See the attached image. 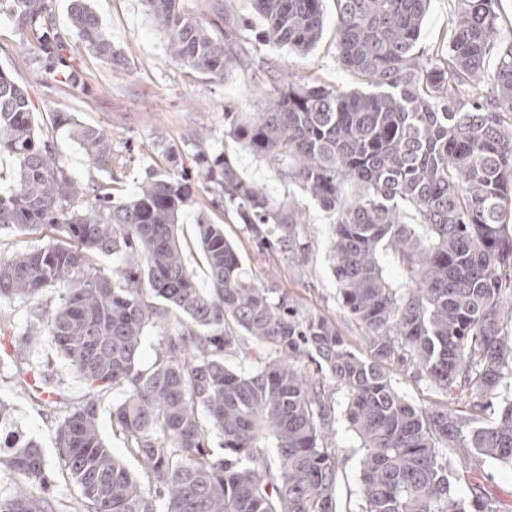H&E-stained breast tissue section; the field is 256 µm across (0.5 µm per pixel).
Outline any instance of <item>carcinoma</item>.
Masks as SVG:
<instances>
[{
    "instance_id": "1",
    "label": "carcinoma",
    "mask_w": 512,
    "mask_h": 512,
    "mask_svg": "<svg viewBox=\"0 0 512 512\" xmlns=\"http://www.w3.org/2000/svg\"><path fill=\"white\" fill-rule=\"evenodd\" d=\"M169 57L210 82L239 62L245 23L214 0V32L183 0H142ZM431 0H336L341 64L371 87L341 90L283 69L267 71L263 112L224 113L228 135L277 167L334 224L333 270L347 313L369 334L368 362L326 319L301 315L288 298L242 271L224 227L197 228L208 285H198L178 241L197 190L182 173L152 169L123 199L84 183L58 156L54 135L37 133L27 90L0 72V155L13 158V185L0 191V229L51 225L44 247L0 260V300L29 306L25 344L45 342L84 385L64 402L49 364L29 362L28 380L57 414L54 444L79 496L68 508L49 487L38 441L0 401V465L16 485L0 512H338L331 407L309 357L347 393V420L362 450V512H506L493 496L459 498L453 459L469 470L487 459L512 465V41L494 48L503 0H457L448 49L436 61L417 45ZM21 46L52 80L81 84L82 51L112 63V41L87 0H72L70 26L52 0H12ZM261 42L293 53L323 36V0H255ZM57 129L90 168L117 167L112 134L74 123ZM206 189L263 248L304 256L297 207L271 200L239 176L224 151L196 156ZM390 252L406 283L385 278ZM114 256L107 272L97 264ZM59 290L49 308L44 289ZM164 329L159 357L139 355L147 330ZM252 365L238 372L224 352ZM272 349L277 357H268ZM407 364L448 394L501 398L498 417L472 426L444 408L403 399L383 368ZM122 395L112 424L141 466L132 474L104 442L99 415L108 391ZM219 439L218 453L209 445Z\"/></svg>"
}]
</instances>
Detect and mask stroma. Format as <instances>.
Here are the masks:
<instances>
[{
	"instance_id": "obj_1",
	"label": "stroma",
	"mask_w": 512,
	"mask_h": 512,
	"mask_svg": "<svg viewBox=\"0 0 512 512\" xmlns=\"http://www.w3.org/2000/svg\"><path fill=\"white\" fill-rule=\"evenodd\" d=\"M109 35L120 64L111 65L85 55L82 71L87 89L74 93L62 88L40 70L38 64L18 57L15 47L21 36L12 20L0 14V71L26 89L35 106L34 123L45 127L57 113L73 121L106 128L112 133V148L122 166L117 171L118 196L128 195L143 178L147 168H172L195 176V132L208 134L206 152L225 151L236 157L240 173L261 187L277 202L295 204L304 218L303 237L307 245L304 263L295 264L286 255L256 247L234 214L212 203L213 195L199 191L194 204L179 221V242L190 260L199 283H206L198 243L197 220L207 212L214 223L223 225L225 237L239 250L246 274L263 288L287 296L302 314L331 321L348 347L362 358H371L366 332L344 310L333 273L331 243L333 226L326 213L301 190L284 180L276 168L242 149L226 135L224 107L237 104L245 112H260L265 97L258 93L270 68L278 67L333 88L359 86L356 75L345 69L336 55V3L324 0V35L309 53L287 54L283 49L258 43L253 34L261 22L255 17L252 0H234L236 12L251 18L252 30L243 32L240 42L251 63L234 69L223 82L211 83L172 61L166 43L154 27L142 0H89ZM456 0H431L424 20L418 49L425 57L435 55L446 44ZM163 140L170 158L144 155L146 145ZM27 320V308L16 301H0V401L9 405L25 434L43 447L49 471L63 502H70L78 489L68 479L54 448V430L41 398L21 392L11 378L9 363L17 350ZM386 371L398 394L421 407L446 405L457 413L481 422L493 420L498 401L486 398L474 406L470 395L445 394L430 386L409 367L387 366ZM329 404L336 417L331 441L340 448L336 493L340 512H361V456L359 440L346 418L347 395L337 385L328 388ZM459 496L470 499L477 490L492 493L512 510V466L490 460L473 477L453 480Z\"/></svg>"
}]
</instances>
